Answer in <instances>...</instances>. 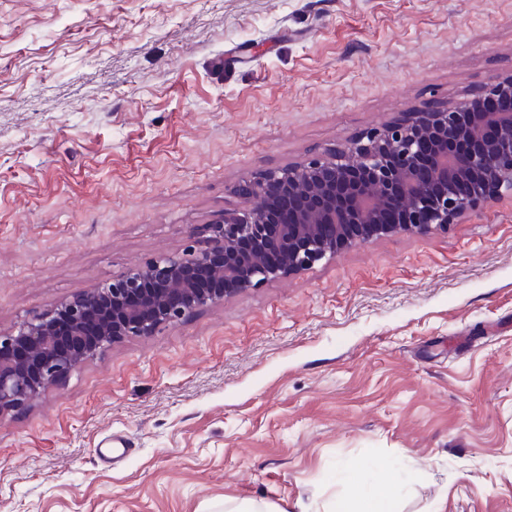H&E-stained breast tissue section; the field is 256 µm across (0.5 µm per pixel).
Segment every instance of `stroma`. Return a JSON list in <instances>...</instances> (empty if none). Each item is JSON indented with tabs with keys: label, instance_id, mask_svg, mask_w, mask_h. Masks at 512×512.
Returning a JSON list of instances; mask_svg holds the SVG:
<instances>
[{
	"label": "stroma",
	"instance_id": "1",
	"mask_svg": "<svg viewBox=\"0 0 512 512\" xmlns=\"http://www.w3.org/2000/svg\"><path fill=\"white\" fill-rule=\"evenodd\" d=\"M512 75V0H0V334L261 173ZM512 512V197L114 344L0 417V512ZM347 494L333 501L324 512H395L397 499L396 482L383 483L374 490L365 491L359 487L356 479L347 477Z\"/></svg>",
	"mask_w": 512,
	"mask_h": 512
}]
</instances>
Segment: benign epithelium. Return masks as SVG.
Masks as SVG:
<instances>
[{"label": "benign epithelium", "instance_id": "benign-epithelium-1", "mask_svg": "<svg viewBox=\"0 0 512 512\" xmlns=\"http://www.w3.org/2000/svg\"><path fill=\"white\" fill-rule=\"evenodd\" d=\"M254 200L203 227L208 246L135 266L0 336V416L106 347L394 232L446 229L512 195V75L450 109L413 112L350 147L239 186Z\"/></svg>", "mask_w": 512, "mask_h": 512}]
</instances>
